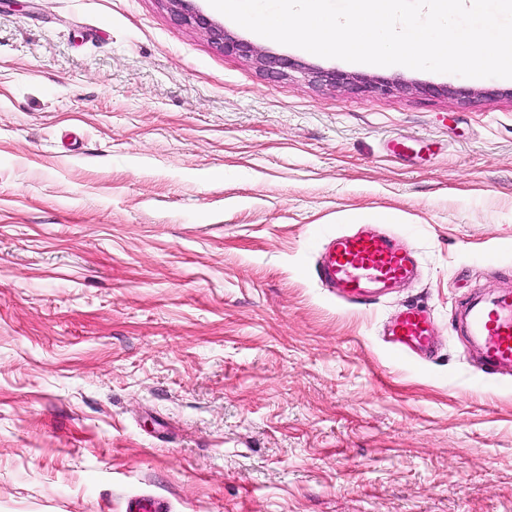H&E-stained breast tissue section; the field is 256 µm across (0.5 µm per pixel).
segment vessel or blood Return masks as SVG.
<instances>
[{"instance_id":"1","label":"vessel or blood","mask_w":512,"mask_h":512,"mask_svg":"<svg viewBox=\"0 0 512 512\" xmlns=\"http://www.w3.org/2000/svg\"><path fill=\"white\" fill-rule=\"evenodd\" d=\"M418 271L415 251L394 237L366 232L331 239L318 261L315 277L344 302L369 306L394 284ZM461 329L478 348L476 364L486 375L512 374V291L462 306ZM385 336L399 352L429 357L433 349V316L427 306H406L388 325Z\"/></svg>"}]
</instances>
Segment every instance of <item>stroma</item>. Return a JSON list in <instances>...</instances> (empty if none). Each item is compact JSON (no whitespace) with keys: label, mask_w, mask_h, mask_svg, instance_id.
Here are the masks:
<instances>
[{"label":"stroma","mask_w":512,"mask_h":512,"mask_svg":"<svg viewBox=\"0 0 512 512\" xmlns=\"http://www.w3.org/2000/svg\"><path fill=\"white\" fill-rule=\"evenodd\" d=\"M188 5L291 68L167 0H0V512H512V383L457 328L512 289V79L324 58ZM365 224L421 276L353 308L315 264ZM412 303L427 361L382 336ZM173 7V11L184 21L195 23L197 26L206 29L214 43L224 48V52L235 53L242 56L254 57L262 69L276 74H283L285 68H291L292 62L265 54H260L258 50L248 43L236 40L224 33L222 26L216 25L204 17L189 13L186 9V0H167Z\"/></svg>","instance_id":"35a3bbf8"}]
</instances>
